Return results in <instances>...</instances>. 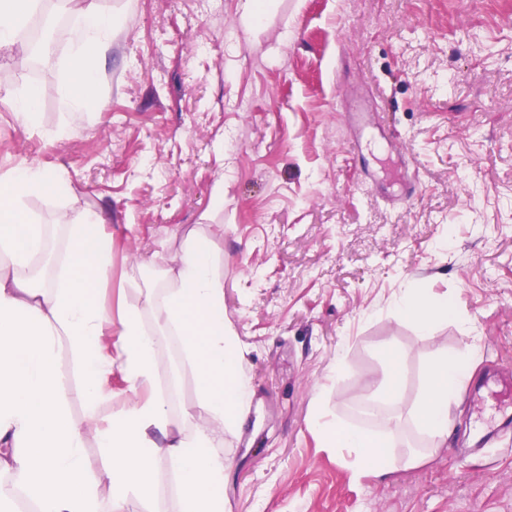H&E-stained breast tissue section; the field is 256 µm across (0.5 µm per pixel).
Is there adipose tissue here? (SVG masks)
<instances>
[{"label": "adipose tissue", "instance_id": "ef3b65f1", "mask_svg": "<svg viewBox=\"0 0 512 512\" xmlns=\"http://www.w3.org/2000/svg\"><path fill=\"white\" fill-rule=\"evenodd\" d=\"M81 23L66 63L72 81L64 106L76 113L98 102L97 73L112 39V17L96 0H65ZM38 0H0V48L27 51L17 33ZM66 176L30 164L0 178V502L25 500L32 512H161L156 473L176 475L173 512H225L224 487L232 463L218 452L224 431L244 424L250 378L232 326L224 319V251L206 235L182 236L169 255L137 261L124 275L137 301L112 307L103 297L112 279V237L104 216L84 211L66 224L56 250L55 227L23 206L32 193L61 194ZM399 310L420 331L455 316L456 304L405 289ZM178 345L195 383L194 401L172 418L160 388L162 354ZM68 352L73 376L59 369ZM384 376L361 380L363 396L399 401L408 355L381 347ZM472 346L437 348L423 371L411 412L435 444L453 432L452 406L469 375ZM126 384L124 402L109 418L98 407L113 371ZM85 409L83 424L68 417L71 397ZM322 445L354 452L361 471L386 474L388 441L316 411ZM104 448L93 468L85 436Z\"/></svg>", "mask_w": 512, "mask_h": 512}]
</instances>
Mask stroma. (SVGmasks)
I'll use <instances>...</instances> for the list:
<instances>
[{
	"label": "stroma",
	"instance_id": "35a3bbf8",
	"mask_svg": "<svg viewBox=\"0 0 512 512\" xmlns=\"http://www.w3.org/2000/svg\"><path fill=\"white\" fill-rule=\"evenodd\" d=\"M242 4L97 0L101 112L61 106L75 13L41 73L0 52V177L66 174L67 194L25 200L43 223L105 213L115 298L136 300L129 261L172 252L173 232L223 247L253 390L224 431L227 512H512V427L493 403L463 388L440 446L411 418L437 347L474 344L475 378H512V0H276L249 26ZM27 85L35 128L12 108ZM409 283L457 315L420 333L395 304ZM386 342L409 354L403 396L367 415L360 381ZM318 407L388 438L393 475L319 447Z\"/></svg>",
	"mask_w": 512,
	"mask_h": 512
}]
</instances>
